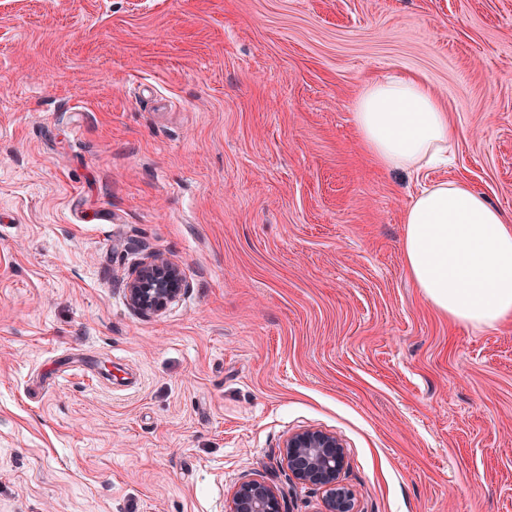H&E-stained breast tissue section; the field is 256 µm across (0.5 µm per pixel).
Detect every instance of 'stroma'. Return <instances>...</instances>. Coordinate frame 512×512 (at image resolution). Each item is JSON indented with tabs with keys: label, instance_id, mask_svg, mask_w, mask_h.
Masks as SVG:
<instances>
[{
	"label": "stroma",
	"instance_id": "stroma-1",
	"mask_svg": "<svg viewBox=\"0 0 512 512\" xmlns=\"http://www.w3.org/2000/svg\"><path fill=\"white\" fill-rule=\"evenodd\" d=\"M425 80L448 165L385 172L360 85ZM459 178L512 214V0H0V512H512V322L433 310L403 215ZM181 295L145 317L147 255ZM88 375L54 379L66 359ZM185 286L180 267L158 255L150 257L126 282V295L132 308L145 316L161 313L176 300ZM283 455L292 476L320 486L325 492L324 512H354L351 493L341 484L345 447L334 434L302 429L290 436ZM227 512H283L274 488L264 482H242L233 494Z\"/></svg>",
	"mask_w": 512,
	"mask_h": 512
}]
</instances>
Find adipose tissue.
I'll return each instance as SVG.
<instances>
[{
	"label": "adipose tissue",
	"mask_w": 512,
	"mask_h": 512,
	"mask_svg": "<svg viewBox=\"0 0 512 512\" xmlns=\"http://www.w3.org/2000/svg\"><path fill=\"white\" fill-rule=\"evenodd\" d=\"M353 123L368 156L386 171L447 163L457 138L437 95L409 76L364 83ZM403 222L405 267L438 313L474 327L512 319V214L448 180L420 190Z\"/></svg>",
	"instance_id": "obj_1"
}]
</instances>
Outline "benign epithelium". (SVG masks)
I'll list each match as a JSON object with an SVG mask.
<instances>
[{
    "mask_svg": "<svg viewBox=\"0 0 512 512\" xmlns=\"http://www.w3.org/2000/svg\"><path fill=\"white\" fill-rule=\"evenodd\" d=\"M184 286L180 267L154 255L141 263L128 279L126 295L136 312L151 316L176 300ZM283 455L296 480L324 490V512H354L352 495L340 481L346 453L336 435L302 429L288 436ZM227 512H282V505L272 486L249 480L237 487Z\"/></svg>",
    "mask_w": 512,
    "mask_h": 512,
    "instance_id": "7a95c632",
    "label": "benign epithelium"
}]
</instances>
